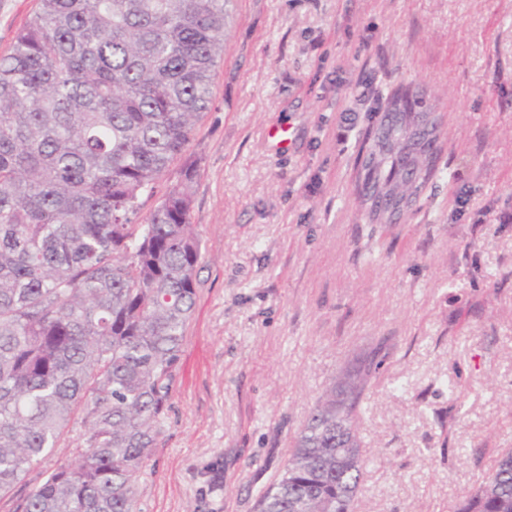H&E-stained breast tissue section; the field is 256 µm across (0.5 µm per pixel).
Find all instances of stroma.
<instances>
[{
  "label": "stroma",
  "mask_w": 512,
  "mask_h": 512,
  "mask_svg": "<svg viewBox=\"0 0 512 512\" xmlns=\"http://www.w3.org/2000/svg\"><path fill=\"white\" fill-rule=\"evenodd\" d=\"M36 6L0 0V53ZM404 89L439 115L442 148L411 209L379 224L357 162ZM186 154L202 259L139 512H255L317 399L360 364L353 512L473 494L512 448V0H234ZM84 430L74 418L0 512L77 457Z\"/></svg>",
  "instance_id": "1"
}]
</instances>
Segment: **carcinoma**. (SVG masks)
Masks as SVG:
<instances>
[{
  "mask_svg": "<svg viewBox=\"0 0 512 512\" xmlns=\"http://www.w3.org/2000/svg\"><path fill=\"white\" fill-rule=\"evenodd\" d=\"M231 0H38L0 54V495L84 414L85 450L15 512H137L136 480L161 435L202 258L196 165L182 156L224 60ZM421 98L399 92L373 133L409 138ZM438 126L414 168L399 148L361 164L362 203H412L433 175ZM370 371L317 401L257 512H352L356 431ZM454 512H512V448Z\"/></svg>",
  "mask_w": 512,
  "mask_h": 512,
  "instance_id": "carcinoma-1",
  "label": "carcinoma"
}]
</instances>
